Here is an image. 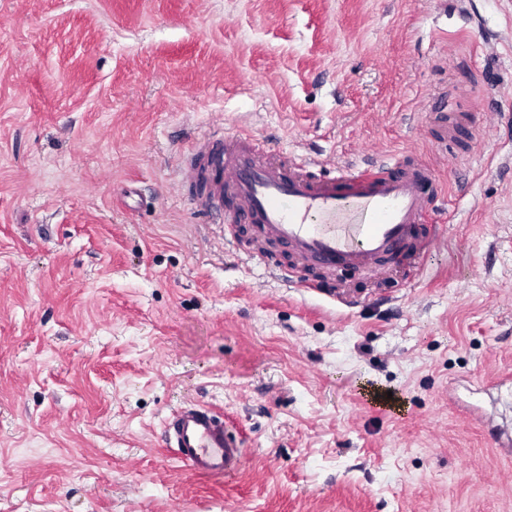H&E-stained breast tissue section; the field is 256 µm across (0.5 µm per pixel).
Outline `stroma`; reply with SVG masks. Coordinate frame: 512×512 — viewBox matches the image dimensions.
Instances as JSON below:
<instances>
[{
	"label": "stroma",
	"instance_id": "obj_1",
	"mask_svg": "<svg viewBox=\"0 0 512 512\" xmlns=\"http://www.w3.org/2000/svg\"><path fill=\"white\" fill-rule=\"evenodd\" d=\"M216 131L425 161L441 242L291 287L181 182ZM0 512H512V0H0ZM166 433L177 459L213 478L241 468L245 448L224 428V417L201 406L181 407L167 418Z\"/></svg>",
	"mask_w": 512,
	"mask_h": 512
}]
</instances>
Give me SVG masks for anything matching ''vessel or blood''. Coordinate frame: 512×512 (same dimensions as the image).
<instances>
[{
    "label": "vessel or blood",
    "instance_id": "b4317fda",
    "mask_svg": "<svg viewBox=\"0 0 512 512\" xmlns=\"http://www.w3.org/2000/svg\"><path fill=\"white\" fill-rule=\"evenodd\" d=\"M204 212L225 226L245 225L251 255L297 288H322V275L372 269L436 243L430 218L437 201L435 170L421 161L351 165L325 175L248 133L203 141L183 169ZM281 248L293 263L272 256ZM177 459L192 471L221 478L240 469L245 450L224 418L201 406L167 418Z\"/></svg>",
    "mask_w": 512,
    "mask_h": 512
}]
</instances>
